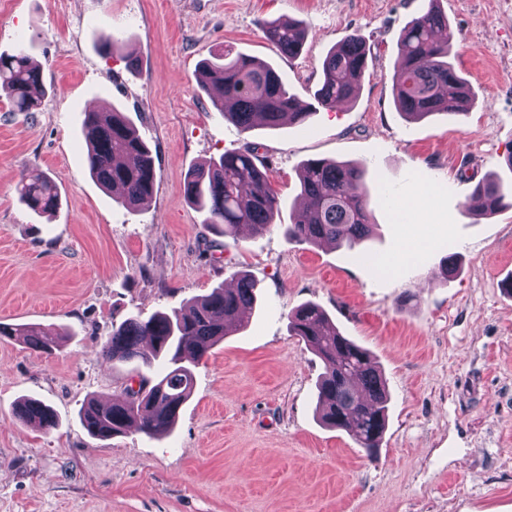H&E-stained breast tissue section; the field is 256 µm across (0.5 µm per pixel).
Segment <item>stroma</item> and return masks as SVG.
I'll return each mask as SVG.
<instances>
[{
    "label": "stroma",
    "instance_id": "35a3bbf8",
    "mask_svg": "<svg viewBox=\"0 0 512 512\" xmlns=\"http://www.w3.org/2000/svg\"><path fill=\"white\" fill-rule=\"evenodd\" d=\"M427 0H0V53L26 45L47 88L39 109L0 97V323L52 324L47 354L0 340V512H512V209L466 208L485 178L512 187V0H440L451 59L476 97L448 116L405 119L392 75L399 35ZM308 32L283 55L259 21ZM125 51L104 55L105 35ZM370 48L358 98L306 123L239 133L200 88L222 50L270 64L304 102L326 53L347 36ZM121 107L152 151L153 197L118 206L89 174L80 130L97 103ZM251 147L281 199L261 235L216 233L185 197L186 173ZM367 167L372 236L363 250L289 239L307 160ZM41 173L60 207L31 211L16 184ZM422 196L415 222L397 205ZM427 248L406 262V239ZM456 274L443 270L446 257ZM258 283L247 324L195 364L169 435L89 437L88 398L137 387L139 363L102 346L114 326L233 283ZM320 304L368 349L390 394L380 448L367 456L316 413L321 360L288 331ZM50 406L55 427L26 425L18 400Z\"/></svg>",
    "mask_w": 512,
    "mask_h": 512
}]
</instances>
